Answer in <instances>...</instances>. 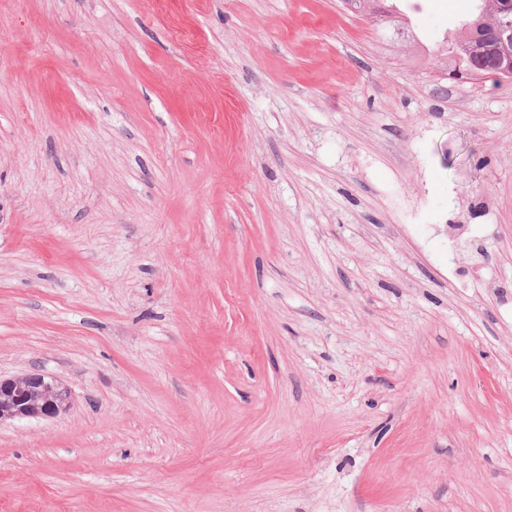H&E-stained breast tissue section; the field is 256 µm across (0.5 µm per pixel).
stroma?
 Here are the masks:
<instances>
[{"mask_svg":"<svg viewBox=\"0 0 512 512\" xmlns=\"http://www.w3.org/2000/svg\"><path fill=\"white\" fill-rule=\"evenodd\" d=\"M473 5L0 0V376L71 391L0 424V512H512ZM495 0H476L477 12L473 13L468 21L458 30L455 42L452 44V50L446 49V54L450 53L448 59V76L455 80H480L488 77L500 79L499 72L508 76L512 74V57L505 55L502 66L498 72L495 65L496 50L487 52L482 57L476 56L470 51V47L478 42H484L489 47H494L496 43L488 42L491 39L488 31H484V25H474L482 20L491 6V2ZM463 44H467L468 48H463Z\"/></svg>","mask_w":512,"mask_h":512,"instance_id":"1","label":"stroma"}]
</instances>
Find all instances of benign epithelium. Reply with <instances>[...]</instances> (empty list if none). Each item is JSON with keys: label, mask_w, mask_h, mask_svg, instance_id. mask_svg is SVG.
Masks as SVG:
<instances>
[{"label": "benign epithelium", "mask_w": 512, "mask_h": 512, "mask_svg": "<svg viewBox=\"0 0 512 512\" xmlns=\"http://www.w3.org/2000/svg\"><path fill=\"white\" fill-rule=\"evenodd\" d=\"M512 4H504L501 15L487 19L488 28L512 43ZM70 393L56 379L39 372L0 378V423L26 418H54L68 410Z\"/></svg>", "instance_id": "obj_1"}]
</instances>
